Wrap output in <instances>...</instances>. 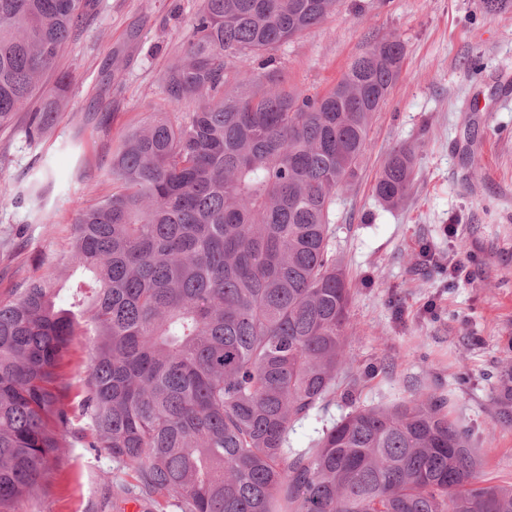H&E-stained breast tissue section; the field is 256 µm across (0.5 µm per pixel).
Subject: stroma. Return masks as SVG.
Wrapping results in <instances>:
<instances>
[{
    "label": "stroma",
    "instance_id": "obj_1",
    "mask_svg": "<svg viewBox=\"0 0 512 512\" xmlns=\"http://www.w3.org/2000/svg\"><path fill=\"white\" fill-rule=\"evenodd\" d=\"M201 0H98L41 81L70 78L64 112L41 138L27 113L0 127V301L32 276L67 305L73 218L112 191L125 133L165 108L161 78L183 53ZM397 37L400 78L377 113L358 182L336 198L333 246L351 281L348 363L336 396L295 424L291 447L350 410L441 397L466 432L481 478L512 482V10L483 0H339L319 27L276 52L286 86L322 93L374 41ZM416 153L407 198L373 185L388 153ZM455 232H446V225ZM467 261L469 277L424 264L422 249ZM45 498L23 512H98L104 451L74 443Z\"/></svg>",
    "mask_w": 512,
    "mask_h": 512
}]
</instances>
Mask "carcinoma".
Masks as SVG:
<instances>
[{"label":"carcinoma","instance_id":"cac0c4a2","mask_svg":"<svg viewBox=\"0 0 512 512\" xmlns=\"http://www.w3.org/2000/svg\"><path fill=\"white\" fill-rule=\"evenodd\" d=\"M95 0H0V127ZM336 0H202L168 104L112 155V194L78 211L70 261L89 273L68 308L31 278L0 302V512L54 481L73 436L102 448L111 508L141 512H512V483L482 480L442 398L354 406L308 448L296 423L332 401L345 363L350 281L332 248L336 195L359 178L404 46L374 42L323 94L283 84L274 52ZM260 72L230 81L235 61ZM64 77L31 111L41 136ZM415 155L374 183L399 205ZM93 336L81 399L64 360ZM86 426L74 427L75 418Z\"/></svg>","mask_w":512,"mask_h":512}]
</instances>
